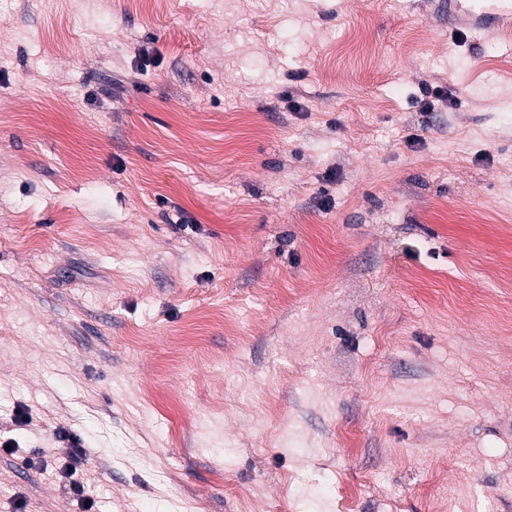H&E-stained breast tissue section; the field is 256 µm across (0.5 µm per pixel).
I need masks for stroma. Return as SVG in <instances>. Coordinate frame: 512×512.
Here are the masks:
<instances>
[{
	"label": "stroma",
	"mask_w": 512,
	"mask_h": 512,
	"mask_svg": "<svg viewBox=\"0 0 512 512\" xmlns=\"http://www.w3.org/2000/svg\"><path fill=\"white\" fill-rule=\"evenodd\" d=\"M487 9L0 0V512H512Z\"/></svg>",
	"instance_id": "stroma-1"
}]
</instances>
